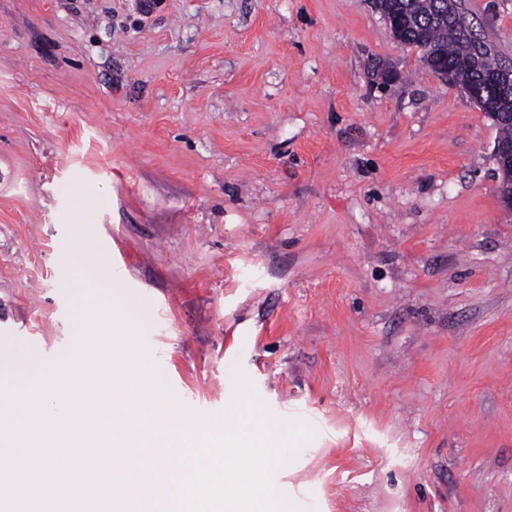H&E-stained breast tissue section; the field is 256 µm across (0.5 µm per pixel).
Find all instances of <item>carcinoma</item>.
<instances>
[{"mask_svg": "<svg viewBox=\"0 0 512 512\" xmlns=\"http://www.w3.org/2000/svg\"><path fill=\"white\" fill-rule=\"evenodd\" d=\"M449 9L448 0H374L373 6L400 18V36L422 51V61L434 72L446 69L452 82L467 89L483 83L502 68L499 55L487 36L469 18L465 5Z\"/></svg>", "mask_w": 512, "mask_h": 512, "instance_id": "carcinoma-1", "label": "carcinoma"}]
</instances>
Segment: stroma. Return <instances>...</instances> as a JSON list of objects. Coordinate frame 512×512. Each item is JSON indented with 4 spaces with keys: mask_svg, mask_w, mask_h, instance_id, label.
I'll return each instance as SVG.
<instances>
[{
    "mask_svg": "<svg viewBox=\"0 0 512 512\" xmlns=\"http://www.w3.org/2000/svg\"><path fill=\"white\" fill-rule=\"evenodd\" d=\"M497 135L372 0H0V342L69 354L86 244L168 394L313 429L300 512H512Z\"/></svg>",
    "mask_w": 512,
    "mask_h": 512,
    "instance_id": "stroma-1",
    "label": "stroma"
}]
</instances>
